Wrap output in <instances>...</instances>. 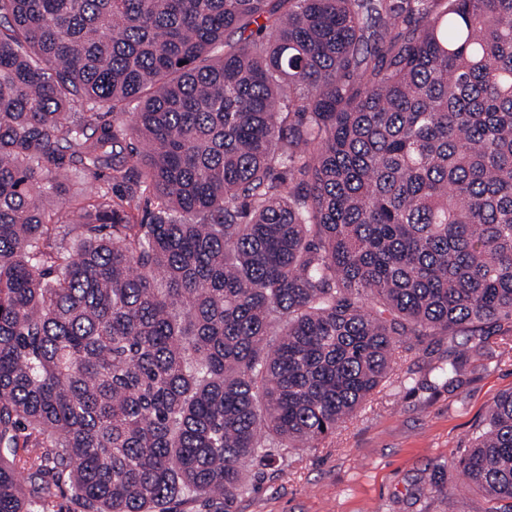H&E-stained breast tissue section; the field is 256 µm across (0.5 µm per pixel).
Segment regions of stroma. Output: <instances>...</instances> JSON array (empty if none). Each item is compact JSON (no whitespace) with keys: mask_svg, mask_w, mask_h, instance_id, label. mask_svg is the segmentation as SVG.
I'll use <instances>...</instances> for the list:
<instances>
[{"mask_svg":"<svg viewBox=\"0 0 512 512\" xmlns=\"http://www.w3.org/2000/svg\"><path fill=\"white\" fill-rule=\"evenodd\" d=\"M511 326L488 322L474 353L462 332L397 353L392 378L317 447L256 466L236 512H470L474 494L450 461L470 447L493 400L512 390ZM463 351L468 361L455 381L434 382L433 368ZM437 471L447 496L431 488Z\"/></svg>","mask_w":512,"mask_h":512,"instance_id":"1","label":"stroma"}]
</instances>
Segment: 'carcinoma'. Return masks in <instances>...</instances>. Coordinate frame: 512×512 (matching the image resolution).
Wrapping results in <instances>:
<instances>
[{
  "label": "carcinoma",
  "instance_id": "obj_1",
  "mask_svg": "<svg viewBox=\"0 0 512 512\" xmlns=\"http://www.w3.org/2000/svg\"><path fill=\"white\" fill-rule=\"evenodd\" d=\"M488 320L512 0H0V512H233ZM452 464L512 512V391Z\"/></svg>",
  "mask_w": 512,
  "mask_h": 512
}]
</instances>
